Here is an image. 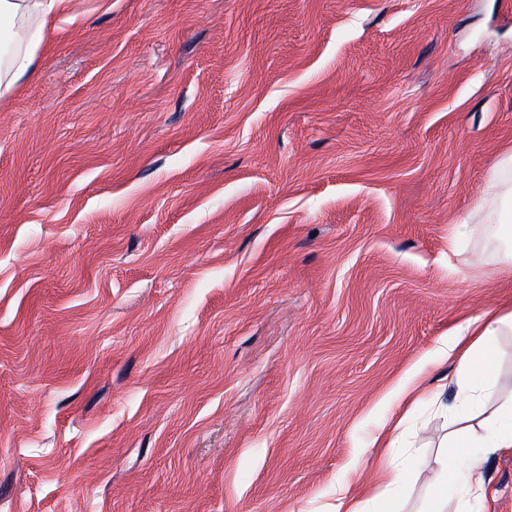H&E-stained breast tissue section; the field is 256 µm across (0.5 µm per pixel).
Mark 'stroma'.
<instances>
[{"instance_id": "1", "label": "stroma", "mask_w": 512, "mask_h": 512, "mask_svg": "<svg viewBox=\"0 0 512 512\" xmlns=\"http://www.w3.org/2000/svg\"><path fill=\"white\" fill-rule=\"evenodd\" d=\"M0 101V512H421L512 309V0H82ZM476 512H512V448ZM512 330V311L488 310L459 326L446 343L444 354H459V366L450 381L457 390L452 403L440 406L451 418L485 414V400L493 393L497 340L504 328Z\"/></svg>"}]
</instances>
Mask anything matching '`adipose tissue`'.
I'll list each match as a JSON object with an SVG mask.
<instances>
[{"label":"adipose tissue","mask_w":512,"mask_h":512,"mask_svg":"<svg viewBox=\"0 0 512 512\" xmlns=\"http://www.w3.org/2000/svg\"><path fill=\"white\" fill-rule=\"evenodd\" d=\"M74 0H0V30H8L17 46L7 69L0 71V98L11 95L18 80L29 73L32 50L53 12L69 10ZM512 329V311L488 310L459 326L444 350L445 356H458L459 366L453 383L456 393L446 411L450 417L479 416V431L465 435L449 433L437 458L438 469L428 483L431 512H469L468 496H447L448 486L466 482L470 493L481 490L484 473L473 464L461 474L457 461L464 449L478 448L490 455L501 448H512V398L501 401L492 411L484 404L493 393L492 375L497 362V340L504 328Z\"/></svg>","instance_id":"obj_1"}]
</instances>
